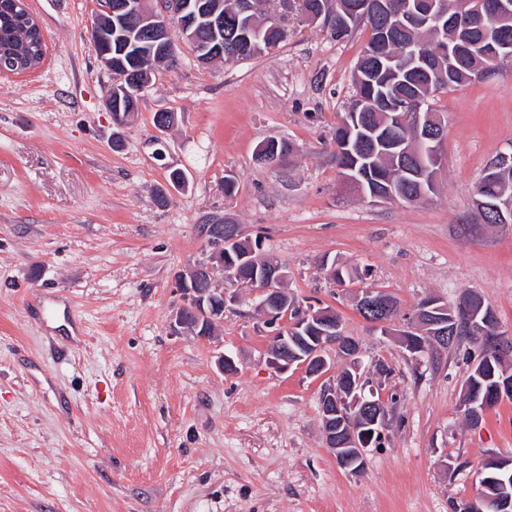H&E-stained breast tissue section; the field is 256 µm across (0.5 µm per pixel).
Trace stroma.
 Here are the masks:
<instances>
[{
	"instance_id": "35a3bbf8",
	"label": "stroma",
	"mask_w": 512,
	"mask_h": 512,
	"mask_svg": "<svg viewBox=\"0 0 512 512\" xmlns=\"http://www.w3.org/2000/svg\"><path fill=\"white\" fill-rule=\"evenodd\" d=\"M29 3L45 59L0 77V512H463L482 461L512 455V399L467 423L463 350L417 359L398 338L422 299L466 289L512 337V226L459 229L489 161L512 152V60L436 96V193L372 203L344 186L333 142L368 29L338 40L294 21L273 54L233 64L178 42L119 125L94 0ZM158 112L172 128L155 129ZM270 139L293 151L257 165ZM224 217L286 269L294 306L340 316L365 378L396 396L360 472L339 466L319 412L345 359L320 378L277 368L260 289L229 285L212 336L171 329L176 276L206 260L204 226ZM326 261L364 277L336 285ZM366 288L398 302L387 331L358 311Z\"/></svg>"
}]
</instances>
